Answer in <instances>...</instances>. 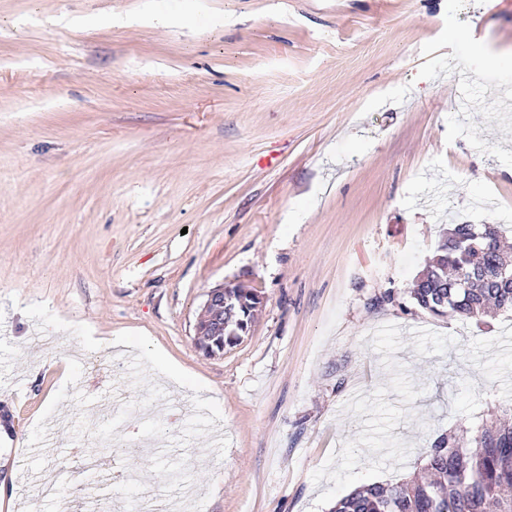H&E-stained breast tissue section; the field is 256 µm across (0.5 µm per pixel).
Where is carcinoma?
Listing matches in <instances>:
<instances>
[{
	"instance_id": "carcinoma-1",
	"label": "carcinoma",
	"mask_w": 512,
	"mask_h": 512,
	"mask_svg": "<svg viewBox=\"0 0 512 512\" xmlns=\"http://www.w3.org/2000/svg\"><path fill=\"white\" fill-rule=\"evenodd\" d=\"M512 249L497 225L454 224L441 235L434 255L410 289L415 306L432 316L480 318L512 309ZM234 322L222 336H209L200 350L224 354L255 319L261 301L238 288L224 290ZM429 482L364 485L338 500L332 512H512V424L483 428L474 447L441 435L431 445Z\"/></svg>"
}]
</instances>
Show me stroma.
Masks as SVG:
<instances>
[{"label": "stroma", "mask_w": 512, "mask_h": 512, "mask_svg": "<svg viewBox=\"0 0 512 512\" xmlns=\"http://www.w3.org/2000/svg\"><path fill=\"white\" fill-rule=\"evenodd\" d=\"M511 167L512 0H0V512H330L511 414L512 312L408 296ZM239 288L258 294L263 304L264 297L262 294L252 285L245 282L223 283L210 290L204 304V314H207V326L211 323L216 332L224 327L225 301L232 308L235 315L234 322L226 329L224 328L223 336H206L207 339L203 342L202 347L198 346L206 356L223 355L224 346L237 344L255 319L256 313L260 308V299L257 295L244 292Z\"/></svg>", "instance_id": "1"}]
</instances>
